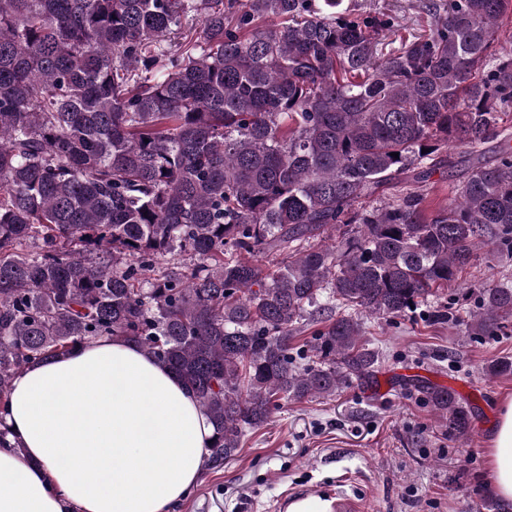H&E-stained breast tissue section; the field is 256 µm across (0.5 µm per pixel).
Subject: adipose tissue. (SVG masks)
<instances>
[{
	"label": "adipose tissue",
	"instance_id": "obj_1",
	"mask_svg": "<svg viewBox=\"0 0 512 512\" xmlns=\"http://www.w3.org/2000/svg\"><path fill=\"white\" fill-rule=\"evenodd\" d=\"M0 512H176L213 427L194 392L133 343L101 338L13 380ZM491 481L512 503V399L491 432Z\"/></svg>",
	"mask_w": 512,
	"mask_h": 512
}]
</instances>
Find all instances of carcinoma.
<instances>
[{"mask_svg":"<svg viewBox=\"0 0 512 512\" xmlns=\"http://www.w3.org/2000/svg\"><path fill=\"white\" fill-rule=\"evenodd\" d=\"M425 7L402 35L344 0H0V415L27 365L124 338L196 393L219 468L280 402L375 379L363 318L453 289L487 240L512 253V0ZM457 144L461 187L428 214L411 185ZM511 323L503 282L465 332ZM423 393L467 436L455 390Z\"/></svg>","mask_w":512,"mask_h":512,"instance_id":"obj_1","label":"carcinoma"}]
</instances>
